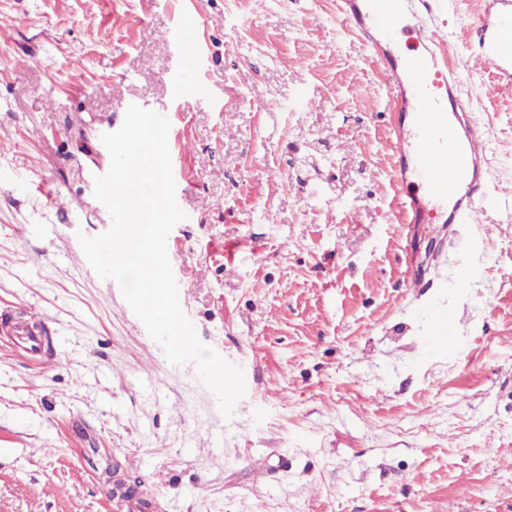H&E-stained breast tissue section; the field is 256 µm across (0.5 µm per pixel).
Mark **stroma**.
Here are the masks:
<instances>
[{"mask_svg": "<svg viewBox=\"0 0 512 512\" xmlns=\"http://www.w3.org/2000/svg\"><path fill=\"white\" fill-rule=\"evenodd\" d=\"M434 2L507 192L480 0ZM1 29L0 309L51 317L52 365L0 344V512H114L112 472L161 512H512V223L497 196L480 224L392 223L393 94L336 0H0ZM133 104L191 143L167 253L198 338L244 372L229 418L70 263L111 225L86 179ZM435 309L455 349L429 346Z\"/></svg>", "mask_w": 512, "mask_h": 512, "instance_id": "1", "label": "stroma"}]
</instances>
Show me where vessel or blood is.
Returning <instances> with one entry per match:
<instances>
[{"mask_svg": "<svg viewBox=\"0 0 512 512\" xmlns=\"http://www.w3.org/2000/svg\"><path fill=\"white\" fill-rule=\"evenodd\" d=\"M339 16L395 86L391 130L398 163L391 208L404 224H474L488 199L485 131L471 118L460 81L448 65V39L431 0H338ZM470 27L480 58L498 82L512 85V0H482ZM410 35L418 53L405 50ZM51 320L0 311V334L36 361L48 351Z\"/></svg>", "mask_w": 512, "mask_h": 512, "instance_id": "obj_1", "label": "vessel or blood"}]
</instances>
